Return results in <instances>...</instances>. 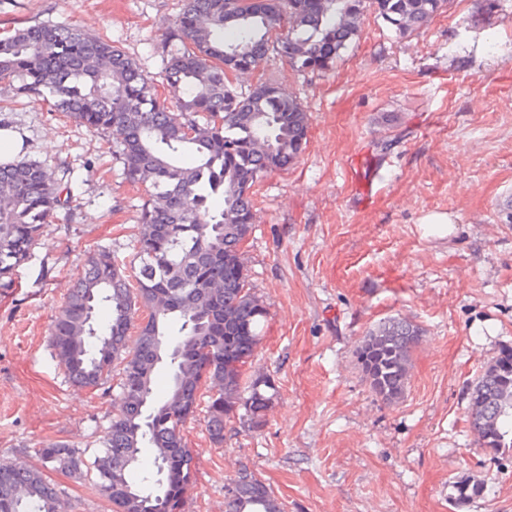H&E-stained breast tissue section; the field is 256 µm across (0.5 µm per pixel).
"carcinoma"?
Returning <instances> with one entry per match:
<instances>
[{
    "instance_id": "1",
    "label": "carcinoma",
    "mask_w": 512,
    "mask_h": 512,
    "mask_svg": "<svg viewBox=\"0 0 512 512\" xmlns=\"http://www.w3.org/2000/svg\"><path fill=\"white\" fill-rule=\"evenodd\" d=\"M453 0H184L168 32L158 100L138 63L99 35L37 21L0 34V86L54 108L112 143L127 179L148 185L132 262L135 283L106 248L88 252L59 307L50 347L73 384L116 383L121 406L109 415L100 455L62 441L36 450L39 464L0 461V512H64L67 492L47 474L93 486L110 512H173L192 482L184 435L201 398L214 445L238 418L264 424L276 397L263 376L242 383L266 318L250 288L243 245L252 233V187L302 153L308 113L279 84L243 91L224 66L258 67L269 53L304 72L327 70L359 39L367 13L400 37L427 26ZM62 180L36 161L0 162V289L31 257L42 228L69 199ZM134 344H129L131 330ZM420 329L400 319L369 331L355 358L371 390L397 400L406 387ZM171 375L168 391L157 373ZM479 447L512 448V347L486 363L468 413ZM152 460L145 463L144 449ZM224 512H282L273 491L243 469L224 494Z\"/></svg>"
}]
</instances>
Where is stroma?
Instances as JSON below:
<instances>
[{"mask_svg":"<svg viewBox=\"0 0 512 512\" xmlns=\"http://www.w3.org/2000/svg\"><path fill=\"white\" fill-rule=\"evenodd\" d=\"M183 0H0V28L47 21L105 36L159 98L166 32ZM270 80L300 97L306 146L255 184L244 247L267 309L245 374L278 396L257 431L228 423L211 444L187 421L195 481L179 512H224L241 469L284 512H512V452L478 447L466 420L482 366L512 346V0L480 13L453 0L420 33L367 16L333 68L298 73L275 55L242 89ZM0 123L24 156L62 174L57 210L16 286L0 291V459L49 441L102 449L118 388L68 383L51 356L52 317L85 250L132 252L145 198L103 135L0 89ZM400 318L422 336L401 398L371 392L354 357L365 334ZM483 493L454 506L455 487Z\"/></svg>","mask_w":512,"mask_h":512,"instance_id":"1","label":"stroma"}]
</instances>
